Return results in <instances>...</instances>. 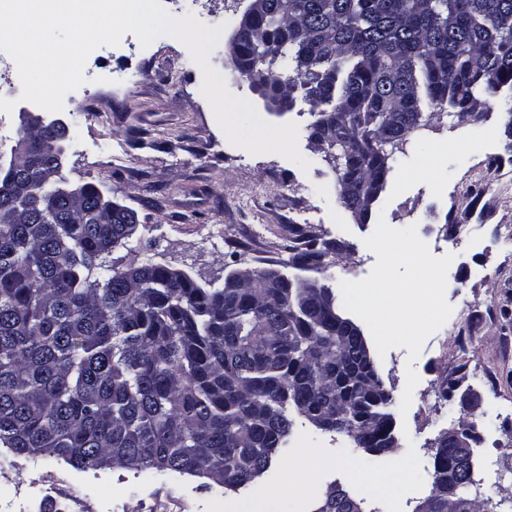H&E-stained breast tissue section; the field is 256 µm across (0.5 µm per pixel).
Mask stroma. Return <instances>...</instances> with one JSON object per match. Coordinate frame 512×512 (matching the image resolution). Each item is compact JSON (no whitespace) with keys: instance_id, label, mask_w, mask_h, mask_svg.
Listing matches in <instances>:
<instances>
[{"instance_id":"stroma-1","label":"stroma","mask_w":512,"mask_h":512,"mask_svg":"<svg viewBox=\"0 0 512 512\" xmlns=\"http://www.w3.org/2000/svg\"><path fill=\"white\" fill-rule=\"evenodd\" d=\"M251 0H162L174 16L193 13L209 26L223 25L209 63L228 88L249 100L272 124L298 125V149L308 153L307 104L268 111L265 100L233 70L228 43ZM91 78L69 92L59 117L69 123L65 175L90 182L136 211L137 233L114 258L152 259L189 274L198 284L221 285L240 270H286L290 278L313 279V270L287 267L289 227L333 244L327 259L332 287L366 278L377 257L364 240L374 224H359L338 201L335 175L324 163L301 168L277 154L252 155L229 143L201 92L202 72L188 47L166 35L141 46L125 34L86 60ZM16 76H0V97L13 100L0 112V162L13 156L24 104ZM504 108L492 106L477 123L442 112L427 132L437 148L421 155L407 145L387 178L379 205L395 228L416 225L433 257L452 256L445 297L453 311L425 342L415 362L407 348L375 357L376 369L394 399H401L406 369L419 382L398 446L373 467L345 455V435L315 429L295 417L276 471L304 468L314 500L338 485L361 501L364 512H393L395 491L371 493L369 480L401 467L421 501L432 483L437 440L459 421L476 424L482 438L478 500L487 512H512V151L507 150ZM462 150L440 148L447 137ZM448 403H436V396ZM136 495H127L130 485ZM262 493L286 501L273 478L239 489L189 475L160 483L125 469L81 471L52 457L16 458L0 470V512H40L51 503L60 512H213L225 499L241 506Z\"/></svg>"}]
</instances>
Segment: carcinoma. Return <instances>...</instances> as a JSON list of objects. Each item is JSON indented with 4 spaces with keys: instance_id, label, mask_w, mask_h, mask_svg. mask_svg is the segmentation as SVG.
I'll return each mask as SVG.
<instances>
[{
    "instance_id": "carcinoma-1",
    "label": "carcinoma",
    "mask_w": 512,
    "mask_h": 512,
    "mask_svg": "<svg viewBox=\"0 0 512 512\" xmlns=\"http://www.w3.org/2000/svg\"><path fill=\"white\" fill-rule=\"evenodd\" d=\"M254 31L237 34L244 78L276 109L297 101L315 120L309 138L329 154L304 156L335 174L341 207L369 221L362 193L388 172L408 141L419 149L431 115L476 121L469 105L509 103L512 0H259ZM47 126L22 136L23 194L0 199V446L52 456L77 469L124 468L152 480L204 478L226 491L271 471L293 427L336 410V370L353 341L319 298L333 288H270L269 271L244 270L207 288L149 259L115 266L112 251L137 231L82 185L80 207L62 178ZM288 263L315 266L328 244L289 239ZM351 375L373 380L365 361ZM297 398L288 397V383ZM393 396L357 389L348 412L393 419ZM356 423L342 431L348 455L371 466L386 448H363ZM435 449L429 494L414 512H448L441 495L454 467ZM362 512L344 494L315 512Z\"/></svg>"
}]
</instances>
